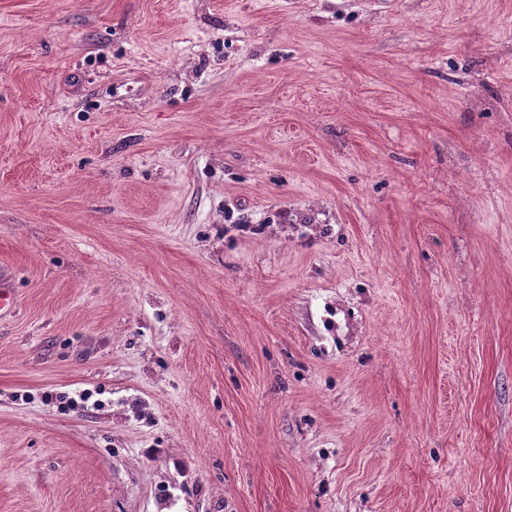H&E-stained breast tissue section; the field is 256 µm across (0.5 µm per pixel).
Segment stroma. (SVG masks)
Segmentation results:
<instances>
[{"instance_id": "stroma-1", "label": "stroma", "mask_w": 512, "mask_h": 512, "mask_svg": "<svg viewBox=\"0 0 512 512\" xmlns=\"http://www.w3.org/2000/svg\"><path fill=\"white\" fill-rule=\"evenodd\" d=\"M0 512H512V0H0Z\"/></svg>"}]
</instances>
